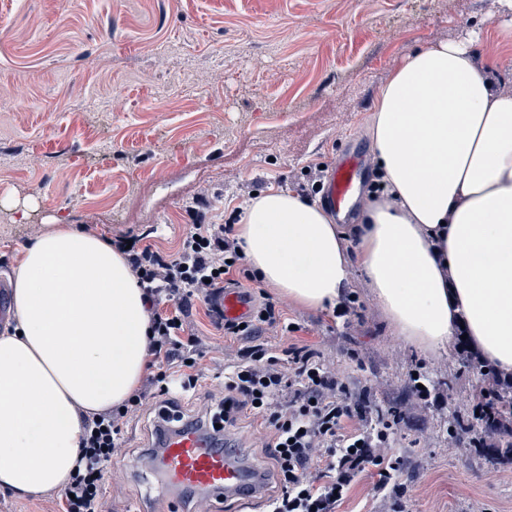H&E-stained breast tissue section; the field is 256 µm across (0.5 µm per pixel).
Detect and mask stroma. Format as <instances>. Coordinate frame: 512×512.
<instances>
[{
	"instance_id": "obj_1",
	"label": "stroma",
	"mask_w": 512,
	"mask_h": 512,
	"mask_svg": "<svg viewBox=\"0 0 512 512\" xmlns=\"http://www.w3.org/2000/svg\"><path fill=\"white\" fill-rule=\"evenodd\" d=\"M512 20L494 0H0V326L8 278L24 245L64 221L109 239L143 237L175 253L198 205L223 223L243 195L270 187L307 193L320 168L354 155L360 191L375 180L366 125L381 85L414 47L492 33ZM363 306L344 325L333 311L285 302L297 345L399 405L422 369L444 400L412 409L396 453L411 461L404 512H512V465L491 466L448 436L482 381L455 350L433 356L403 342L361 273L345 288ZM206 352L184 408L224 380L238 344L197 305L189 318ZM142 423L125 432L122 469L106 471L110 512H170L136 453Z\"/></svg>"
}]
</instances>
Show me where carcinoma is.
<instances>
[{
  "label": "carcinoma",
  "instance_id": "cac0c4a2",
  "mask_svg": "<svg viewBox=\"0 0 512 512\" xmlns=\"http://www.w3.org/2000/svg\"><path fill=\"white\" fill-rule=\"evenodd\" d=\"M463 366L476 371L485 387L483 391L490 415L482 426L483 452L493 465L512 464V376L501 377L474 357L462 360Z\"/></svg>",
  "mask_w": 512,
  "mask_h": 512
}]
</instances>
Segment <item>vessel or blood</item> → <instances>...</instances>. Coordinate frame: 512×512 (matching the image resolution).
I'll return each instance as SVG.
<instances>
[{
	"instance_id": "b4317fda",
	"label": "vessel or blood",
	"mask_w": 512,
	"mask_h": 512,
	"mask_svg": "<svg viewBox=\"0 0 512 512\" xmlns=\"http://www.w3.org/2000/svg\"><path fill=\"white\" fill-rule=\"evenodd\" d=\"M358 176L359 166L354 157L335 165L325 181L323 203L335 211L346 207ZM223 309L225 318H246L250 312L247 294L237 288L226 289ZM224 439L227 447L222 450L195 431L184 430L167 442L165 451L155 460V467L168 486L205 497L213 504L243 496L255 475L233 457L232 447L239 444V437L228 433Z\"/></svg>"
}]
</instances>
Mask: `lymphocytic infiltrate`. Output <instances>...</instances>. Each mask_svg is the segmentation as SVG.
<instances>
[{"mask_svg": "<svg viewBox=\"0 0 512 512\" xmlns=\"http://www.w3.org/2000/svg\"><path fill=\"white\" fill-rule=\"evenodd\" d=\"M176 254L128 247L118 240L145 292L150 312L149 352L156 372L143 381L125 403L85 421L81 455L70 483L63 489L64 512H109L102 492L103 473L124 443L127 425L152 413V443L142 454L156 458L168 439L185 426L210 437L220 428L235 427L241 415L259 421L261 448L272 466L262 475L268 491L265 512H336L354 478L372 470L373 490L388 512H402L407 488L400 481L406 456L392 454L395 435L407 419L405 411L381 408L367 388L337 373L316 352L290 343L283 351L269 344L272 336L290 338L292 323L280 302L264 297L243 322L225 319L217 303L225 285L235 278L252 280L234 235L233 224H207L196 208ZM175 302L177 312L159 311L162 301ZM207 302L224 332L241 347L224 364V395L210 408L208 419H187L180 394L194 390L197 375L189 363L202 356V341L188 330L195 302ZM320 456H313V449Z\"/></svg>", "mask_w": 512, "mask_h": 512, "instance_id": "1", "label": "lymphocytic infiltrate"}]
</instances>
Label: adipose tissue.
Returning <instances> with one entry per match:
<instances>
[{"label":"adipose tissue","mask_w":512,"mask_h":512,"mask_svg":"<svg viewBox=\"0 0 512 512\" xmlns=\"http://www.w3.org/2000/svg\"><path fill=\"white\" fill-rule=\"evenodd\" d=\"M479 33L412 49L380 87L369 127L382 193L346 240L306 195L272 187L236 237L259 280L336 308L354 270L397 336L426 352L457 331L512 374V90ZM0 331V488L63 489L86 417L120 406L149 363L144 292L126 254L72 224L24 246Z\"/></svg>","instance_id":"adipose-tissue-1"}]
</instances>
